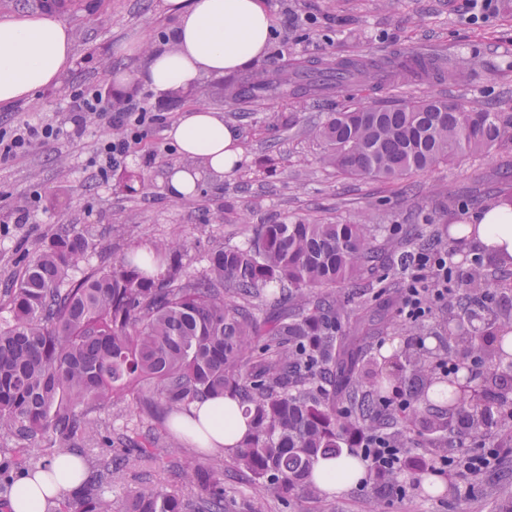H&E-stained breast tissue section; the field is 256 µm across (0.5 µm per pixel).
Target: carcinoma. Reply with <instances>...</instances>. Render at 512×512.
<instances>
[{
  "label": "carcinoma",
  "mask_w": 512,
  "mask_h": 512,
  "mask_svg": "<svg viewBox=\"0 0 512 512\" xmlns=\"http://www.w3.org/2000/svg\"><path fill=\"white\" fill-rule=\"evenodd\" d=\"M462 64L401 55L339 60L319 72L346 85L409 84L450 78ZM288 87L287 74L276 83L248 75L225 83L222 98L241 105ZM314 134L336 172L390 182L512 147V113L431 97L332 112ZM90 246L76 225L59 228L3 291L11 319L0 323V435L30 451L44 440L57 455L112 447L92 410L131 394L175 416L195 401L236 399L249 433L233 462L283 501L311 481L319 461L352 454L358 432L384 431L401 448L413 433L432 453L479 437L512 448V428L502 424L512 410V319L495 302L468 306L500 286L479 264L460 284L466 292L448 285L439 328L417 326L418 346L379 361L368 340L389 322L349 307L340 292L376 287L374 270L387 254L372 224H260L245 244L208 253L200 274L185 270L187 241L173 237L72 276ZM431 338L438 346L426 345ZM460 346L482 368L474 394L456 385L471 368L454 354ZM400 391L408 407L384 406ZM223 469L221 458L189 466L198 512H228ZM187 509L178 495L142 485L122 512ZM75 512L116 507L91 489Z\"/></svg>",
  "instance_id": "carcinoma-1"
}]
</instances>
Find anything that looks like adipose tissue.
Wrapping results in <instances>:
<instances>
[{
	"instance_id": "adipose-tissue-1",
	"label": "adipose tissue",
	"mask_w": 512,
	"mask_h": 512,
	"mask_svg": "<svg viewBox=\"0 0 512 512\" xmlns=\"http://www.w3.org/2000/svg\"><path fill=\"white\" fill-rule=\"evenodd\" d=\"M172 19L168 45L152 47L143 39L123 43L120 51L142 57L135 71H117V83L144 85L157 97L187 90L206 75L222 76L260 61L273 32L274 19L264 0H162ZM73 63V37L63 21L41 12H25L0 19V109L32 100L45 88L58 85ZM181 163L166 168L164 180L172 198L195 193L204 175H224L243 160L237 130L205 105L186 109L166 129ZM475 245L512 263V206L494 203L474 217ZM175 428L195 444L219 453L238 444L249 428L237 401L230 398L192 403ZM50 473L23 475L15 483L12 512H45L48 501L71 491L82 480L84 462L72 454L55 457ZM366 475L355 462L345 473L344 462H320L312 482L335 493Z\"/></svg>"
}]
</instances>
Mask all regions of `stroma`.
Returning a JSON list of instances; mask_svg holds the SVG:
<instances>
[{"instance_id":"obj_1","label":"stroma","mask_w":512,"mask_h":512,"mask_svg":"<svg viewBox=\"0 0 512 512\" xmlns=\"http://www.w3.org/2000/svg\"><path fill=\"white\" fill-rule=\"evenodd\" d=\"M159 3L110 0L103 8L98 0H68L65 8L56 10V17L73 29V65L59 85L1 111L0 127L38 118L71 128V95L86 84L98 85L107 101L118 94L131 103L148 100L164 122L149 127L129 146L121 169L145 179L133 191L117 190L116 174L104 179L96 174L93 161L99 142L117 133L104 119L87 122L79 138L49 141L28 156L0 161V285L16 279L24 260L64 224L87 230L94 241L81 270L109 265L115 256L181 230L190 241L187 269L197 273L209 251L242 243L256 224L293 217L336 224L367 219L382 225L383 241L391 249L374 274L384 286L370 296L377 306L399 291L402 253L397 245L412 228L439 231L440 245L455 249L457 261L469 263L475 246L454 240L448 227L512 196V150L470 154L402 181L356 180L323 164V147L312 130L327 113L347 106L390 105L430 96L476 111L512 113V0H498L494 15L477 24L467 21L464 0H266L274 36L255 69L270 77L291 64L313 68L329 58L370 54L454 55L473 65L454 82L384 83L370 89L350 85L315 97L291 95L248 106L211 96L212 87L221 83L217 77L203 78L194 88L164 99L148 96L139 85L114 84V69L131 71L142 64L135 56H117L118 44L144 31L150 32L153 44H167L172 22L161 17ZM194 105L220 112L225 123L237 128L244 161L230 175L202 181L194 196L176 200L161 179L165 167L180 160L165 131ZM23 209L29 216L21 222L17 216ZM95 416L102 432L112 436L113 454H122L129 441L147 450L139 465L113 473L105 485L112 500L123 501L148 478L188 495L187 485L172 476L171 464L204 461L194 444L184 442L178 459H171L165 450L167 435L131 399L99 408ZM498 477L512 487L511 451H504L494 473L465 496L440 476L436 482L443 491L432 497L421 486L401 501L389 492L379 496L367 481L335 495L305 488L284 502L260 491L232 461L224 463V487L236 502L235 512H489Z\"/></svg>"}]
</instances>
